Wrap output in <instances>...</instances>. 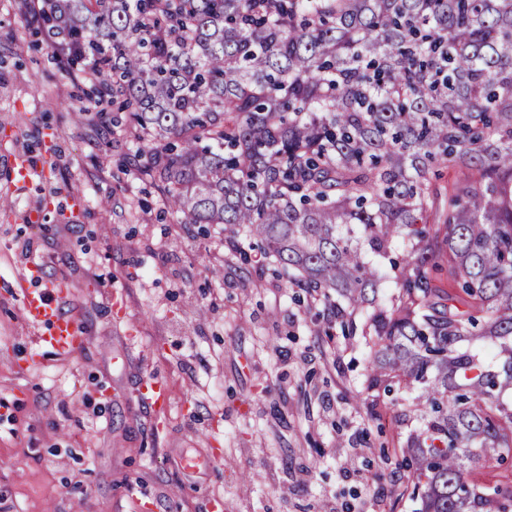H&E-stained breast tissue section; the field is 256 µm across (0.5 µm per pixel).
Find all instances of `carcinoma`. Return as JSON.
I'll list each match as a JSON object with an SVG mask.
<instances>
[{"label": "carcinoma", "instance_id": "obj_1", "mask_svg": "<svg viewBox=\"0 0 512 512\" xmlns=\"http://www.w3.org/2000/svg\"><path fill=\"white\" fill-rule=\"evenodd\" d=\"M22 5L182 223L245 237L320 335L364 340L371 415L417 391L393 504L512 512V481L474 478L512 464V0Z\"/></svg>", "mask_w": 512, "mask_h": 512}]
</instances>
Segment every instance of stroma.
<instances>
[{
	"label": "stroma",
	"mask_w": 512,
	"mask_h": 512,
	"mask_svg": "<svg viewBox=\"0 0 512 512\" xmlns=\"http://www.w3.org/2000/svg\"><path fill=\"white\" fill-rule=\"evenodd\" d=\"M19 0H0V499L10 512H413L390 507L380 446L407 435L400 406L359 400L365 346L318 335L295 289L247 242L170 214L137 170L126 114L89 111ZM52 152L44 150L45 134ZM35 176L18 181L15 157ZM39 211L41 223L27 214ZM39 263L64 283L86 344L37 339L11 282ZM124 299L121 312L113 296ZM156 378L169 405L141 385ZM192 459L195 469H183Z\"/></svg>",
	"instance_id": "stroma-1"
}]
</instances>
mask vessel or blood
I'll list each match as a JSON object with an SVG mask.
<instances>
[{"label": "vessel or blood", "instance_id": "vessel-or-blood-1", "mask_svg": "<svg viewBox=\"0 0 512 512\" xmlns=\"http://www.w3.org/2000/svg\"><path fill=\"white\" fill-rule=\"evenodd\" d=\"M38 272V265L28 264L13 281L21 290L24 316L31 323L49 325V334L38 340L40 346L57 356H72L84 346L85 338L77 318L65 310L67 292L59 284L41 291L27 289L28 280Z\"/></svg>", "mask_w": 512, "mask_h": 512}]
</instances>
